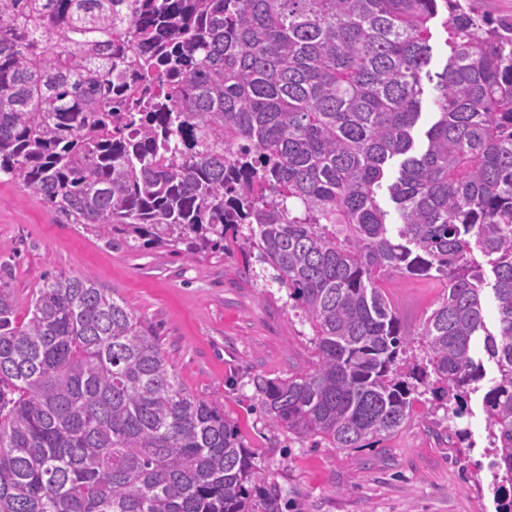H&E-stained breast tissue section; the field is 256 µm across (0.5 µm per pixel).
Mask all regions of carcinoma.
Returning a JSON list of instances; mask_svg holds the SVG:
<instances>
[{
    "instance_id": "obj_1",
    "label": "carcinoma",
    "mask_w": 512,
    "mask_h": 512,
    "mask_svg": "<svg viewBox=\"0 0 512 512\" xmlns=\"http://www.w3.org/2000/svg\"><path fill=\"white\" fill-rule=\"evenodd\" d=\"M440 7L450 53L433 74ZM426 81L437 119L419 151ZM394 164L393 233L377 196ZM0 173L110 242L242 243L316 353L308 373L256 378L260 409L316 446L389 435L427 392L462 415L483 336L497 512H512V21L460 0H0ZM397 274L444 285L416 334L385 292ZM280 502L113 291L51 276L20 321L0 282V512Z\"/></svg>"
}]
</instances>
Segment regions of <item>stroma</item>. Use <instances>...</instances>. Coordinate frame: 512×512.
Wrapping results in <instances>:
<instances>
[{"instance_id":"35a3bbf8","label":"stroma","mask_w":512,"mask_h":512,"mask_svg":"<svg viewBox=\"0 0 512 512\" xmlns=\"http://www.w3.org/2000/svg\"><path fill=\"white\" fill-rule=\"evenodd\" d=\"M92 276L114 290L158 342L181 385L214 399L282 492V512H496L484 377L468 411L449 417L431 395L402 429L360 448H315L271 430L255 378L308 371L315 360L309 326L244 272L237 247L185 258L167 249H128L79 224H59L39 196L0 182V277L26 310L46 275ZM386 291L409 330L420 328L443 289L437 280L396 275ZM467 433L464 447L449 434Z\"/></svg>"}]
</instances>
